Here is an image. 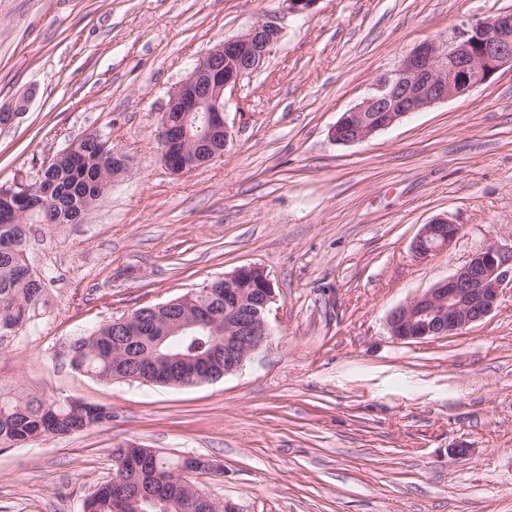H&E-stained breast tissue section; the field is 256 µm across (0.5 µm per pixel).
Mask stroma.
<instances>
[{"mask_svg":"<svg viewBox=\"0 0 512 512\" xmlns=\"http://www.w3.org/2000/svg\"><path fill=\"white\" fill-rule=\"evenodd\" d=\"M512 0H0V186L89 134L130 159L75 224L30 227L49 272L34 327L0 346V388L112 410L111 425L0 452V512H83L133 442L206 456L197 485L238 512H512V287L463 334L402 344L390 312L512 243V70L367 141L331 128L408 52ZM282 36L226 95L222 158L175 175L158 145L169 92L256 21ZM439 218L444 253L412 243ZM265 267L271 340L235 374L166 388L104 382L59 357L146 303ZM462 232L460 224L440 218L425 224L416 236L412 249L418 258H427L449 249Z\"/></svg>","mask_w":512,"mask_h":512,"instance_id":"stroma-1","label":"stroma"}]
</instances>
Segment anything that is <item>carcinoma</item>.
<instances>
[{"label":"carcinoma","mask_w":512,"mask_h":512,"mask_svg":"<svg viewBox=\"0 0 512 512\" xmlns=\"http://www.w3.org/2000/svg\"><path fill=\"white\" fill-rule=\"evenodd\" d=\"M75 150L58 165L44 171L31 183L0 191V343L15 336L46 303L48 275L35 270L27 255L29 225L72 224L83 219L102 196L112 170H102L94 162L106 142L88 136L73 142ZM212 292L198 291L197 305L180 304L164 313L166 317L188 319L195 314H224V289L220 283L209 284ZM153 333L137 329L126 336H112V321L75 338L68 346L76 354L71 368L100 380L112 381V367L117 346L135 357L151 348ZM216 336L203 329L189 330L170 338L161 347L164 354L201 359L209 356ZM112 423V409L90 405L77 410L73 405H59L39 395L12 394L0 390V451L20 447L42 437L68 435ZM113 460L123 461V479L139 485L150 496L120 499L112 480L99 485L86 497L85 512H179L181 502L197 489L194 476L206 472L197 460L156 451L146 458L137 454L136 445L121 442L113 446Z\"/></svg>","instance_id":"obj_1"}]
</instances>
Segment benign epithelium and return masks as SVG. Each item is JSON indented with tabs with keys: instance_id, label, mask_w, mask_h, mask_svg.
<instances>
[{
	"instance_id": "obj_1",
	"label": "benign epithelium",
	"mask_w": 512,
	"mask_h": 512,
	"mask_svg": "<svg viewBox=\"0 0 512 512\" xmlns=\"http://www.w3.org/2000/svg\"><path fill=\"white\" fill-rule=\"evenodd\" d=\"M280 38L277 25L259 21L209 50L172 89L160 133L167 169L187 173L224 155L231 137L225 92L258 69ZM504 68L512 70V9L471 23L449 44L431 40L417 45L375 94L342 114L331 137L340 144L366 141L413 112L467 94ZM461 232V225L437 219L423 225L412 249L427 258L449 249ZM509 284L512 246L490 244L448 279L392 311L390 333L400 343L459 335L493 312ZM274 300L273 282L261 266L244 265L224 276L225 330L218 337L222 375L238 371L268 341Z\"/></svg>"
}]
</instances>
